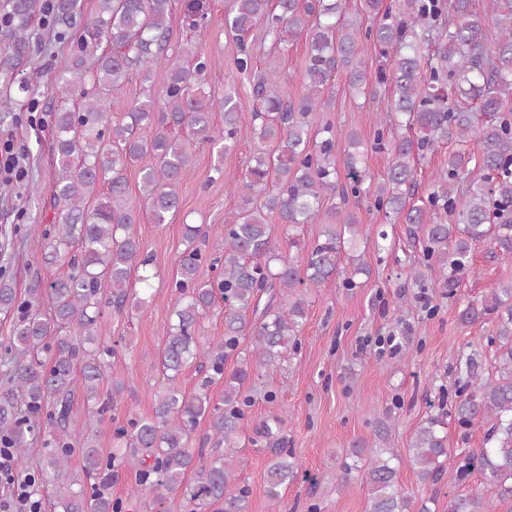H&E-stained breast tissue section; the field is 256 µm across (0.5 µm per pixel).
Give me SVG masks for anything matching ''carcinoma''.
Masks as SVG:
<instances>
[{
  "instance_id": "carcinoma-1",
  "label": "carcinoma",
  "mask_w": 512,
  "mask_h": 512,
  "mask_svg": "<svg viewBox=\"0 0 512 512\" xmlns=\"http://www.w3.org/2000/svg\"><path fill=\"white\" fill-rule=\"evenodd\" d=\"M5 36L16 49L26 46L31 22L42 11L41 0H8ZM80 0H56L54 22L65 27L81 14ZM173 0H97L96 17L85 24L79 54L62 65L71 86L93 83L97 94L83 93L78 110L60 107L51 121L58 163L52 177L51 202L59 222L42 254L50 266L68 263L71 271L49 285L51 313L17 302L12 284L0 280V310L17 309L11 342L0 359V375L11 387L0 392V440L10 445L22 466L28 436L47 432L40 480L58 476L72 450L80 448L82 474L73 477L67 494L58 499L61 512H119L112 501V477L129 467L137 480L132 495L160 503L175 492L192 512L222 504V512H248L249 491L237 483L238 439L245 419L242 398L251 364L274 367L288 347L298 344L306 319L307 294L338 274L348 288L367 271L358 264L343 267L344 249H355L358 224L351 216L339 223L321 222L322 199L338 195L374 197V205L399 215L411 225L410 234L423 240L420 259L410 264L417 284L431 283L448 294L460 280L474 273L471 254L480 242L491 241L493 256L512 262V0H487L483 11L474 0H398L383 7L382 0H360L348 14L346 0H232L224 26L239 41L258 24L279 42L305 38L303 72L307 94L297 103L284 99V77L276 69L257 76L253 87L259 107L250 125L242 124L233 95L207 94L202 86L207 61L197 42L179 48L194 61L176 65L168 78L163 106L155 100L134 101L118 120L106 110L105 96L122 90L133 77L147 83L154 60L168 51ZM363 13L379 21L368 30L384 58L378 84L390 88L385 112L371 148H388L392 155L386 178L370 182L362 161L361 142L347 135L353 150L341 181L333 153L337 131L331 123L320 131L321 141L309 146L308 117L321 103L332 73L349 69V86L366 89L362 69L360 22ZM184 21L197 33L208 27L204 0H188ZM106 41L112 50L98 56L87 51ZM224 112V131L211 134L212 112ZM187 128L200 140L224 150L249 135L275 144L272 153L252 156L244 177L229 186L238 197L236 209L225 216L218 236L224 258L211 260L218 270L209 281L200 278L206 261L196 247L179 258L171 287L176 292L175 322L159 352L162 386L155 393L152 416L129 418L115 426L112 451L101 453L93 437L70 427L75 400V374L82 378L86 401L97 405V421L116 410L124 391L118 378H109L117 350L105 339L98 293L103 282L111 288L112 307H139L128 290L131 272H138L143 288L157 276L153 259L141 249L134 233L136 212L127 202L124 168L140 166L143 197L155 224H164L179 208V186L191 167V147L172 134ZM455 142L473 150L448 154L447 166L432 180L424 197H416L414 162L423 151ZM483 172L467 181L468 166ZM96 204L88 205L91 196ZM265 196L264 207L252 206ZM458 213V223L445 224L439 214ZM286 225L288 235L274 239L267 214ZM322 223L315 244L298 263L286 249H301L298 231L305 224ZM224 304V336L212 342L199 335L204 318L217 301ZM254 319L247 321L246 314ZM464 325L489 320L498 341V377L483 379L474 372L473 358L465 359L466 378L456 391L454 418L464 428H482V447L462 466L443 433L444 421L430 415L418 427L403 456L392 448L352 444V471L372 488L367 512H410L409 498L396 482L401 463L409 465L423 483L438 484L444 477L460 481L473 468L490 495L476 491L448 501V512H493L494 500L512 499V282L490 290L458 313ZM250 336L252 359L226 370L229 355L240 339ZM194 366L203 374L194 392L179 385V377ZM224 382L220 402L210 387ZM205 421L203 442L192 446V434ZM280 420L262 422L259 434L275 448L276 461L266 472V493L275 501L279 489L299 474L290 453L280 447Z\"/></svg>"
}]
</instances>
